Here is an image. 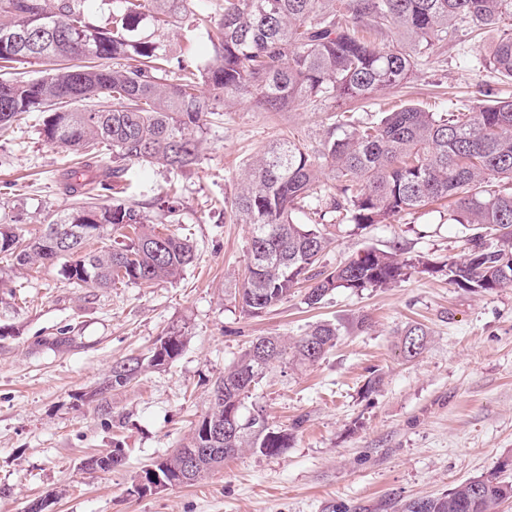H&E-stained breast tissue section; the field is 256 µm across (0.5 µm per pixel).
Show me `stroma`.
I'll use <instances>...</instances> for the list:
<instances>
[{
	"mask_svg": "<svg viewBox=\"0 0 512 512\" xmlns=\"http://www.w3.org/2000/svg\"><path fill=\"white\" fill-rule=\"evenodd\" d=\"M203 20L160 35L186 64L203 65L212 46ZM497 31L437 45L402 87L353 103L365 122L418 104L433 112L477 111L483 91L512 98V85L485 69ZM341 102L299 103L266 112L244 99L207 115L199 162L184 171L135 163L113 180L109 199L133 203L149 225L186 237L195 259L179 278L151 284L76 288L56 268L19 270L0 288V512H25L45 497L46 512H399L402 503L448 493L472 478L512 477V285L471 292L442 273H412L389 288L333 291L318 307L295 294L259 317L233 298L244 274L250 227L222 220L239 173L270 142L295 136L318 146ZM72 163L48 144L36 118L0 137V221L40 234L45 213L71 207L57 186ZM177 196H169L170 185ZM465 228L428 206L389 224L337 233L327 254L337 266L363 249L399 250L402 259L464 255ZM366 327H358L360 317ZM320 321L345 326L312 365L275 363L245 400L288 427L306 416L290 448H247L192 485L137 496L131 487L190 438L210 409L213 382L260 336H299ZM428 333L422 354L401 351L404 331ZM181 329L172 363L145 369L126 387L98 392L113 364L144 355ZM381 382L367 391L373 376ZM123 467L84 463L113 443Z\"/></svg>",
	"mask_w": 512,
	"mask_h": 512,
	"instance_id": "obj_1",
	"label": "stroma"
}]
</instances>
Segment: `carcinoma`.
<instances>
[{"mask_svg": "<svg viewBox=\"0 0 512 512\" xmlns=\"http://www.w3.org/2000/svg\"><path fill=\"white\" fill-rule=\"evenodd\" d=\"M87 0H0V68L38 63L41 75L0 81V128L19 125L30 112L44 114L47 143L66 148L72 170L60 182L63 194L82 202L54 214L41 235L27 238L15 224H0V260L13 268L53 266L79 288L116 282L154 283L176 279L194 260L193 245L174 233L160 234L136 207L116 200L89 201L85 169L91 147H112V177L133 163L186 169L199 160L203 117L232 108L249 96L267 112L299 102H356L383 88H399L421 58L450 36L494 27L512 17V0H222L220 20L204 29L214 54L195 69L145 34L194 14L196 0H113L103 26L92 23ZM395 32L411 42L387 46L378 37ZM104 59L112 67L86 65ZM484 65L512 82V29L488 50ZM218 91L204 98L200 86ZM111 99L110 109H80L90 100ZM326 175L333 183L322 182ZM245 187L224 201V212L251 226L249 262L235 300L258 316L310 283L309 307L334 290L387 288L404 281L409 269L444 272L449 282L491 292L512 284V190H487L495 179L512 185V99L486 100L466 120L410 105L361 124L350 111L336 113L320 147L294 138L278 140L249 162ZM451 202L453 220L468 230L464 259L430 266L408 262L397 252L370 247L334 268L323 265L330 229L364 230L388 224L428 203ZM303 204L322 208L333 224H300L292 216ZM113 237L112 245L91 243ZM340 327L317 322L292 342L262 336L216 379L223 399L194 428L190 447L206 444L207 426H228L213 448H257L279 455L290 447L305 418L287 429L268 422L260 410H244L250 387L274 362L314 364L336 345ZM426 332L410 327L401 341L405 356L422 353ZM147 357L115 363L103 389L134 381L144 366H164L183 349V334L171 330ZM182 459L174 451L154 464L178 480ZM512 498V482L496 477L460 483L437 498L410 500L403 512H494Z\"/></svg>", "mask_w": 512, "mask_h": 512, "instance_id": "cac0c4a2", "label": "carcinoma"}]
</instances>
